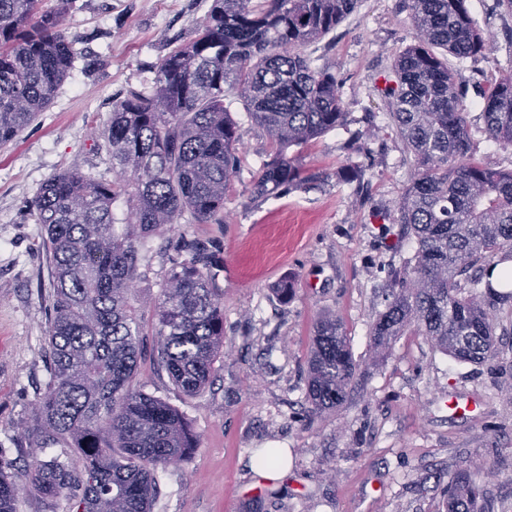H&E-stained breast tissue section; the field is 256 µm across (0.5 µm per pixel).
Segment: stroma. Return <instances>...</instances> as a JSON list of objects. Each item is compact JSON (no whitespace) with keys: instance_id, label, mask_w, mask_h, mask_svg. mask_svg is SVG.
<instances>
[{"instance_id":"1","label":"stroma","mask_w":512,"mask_h":512,"mask_svg":"<svg viewBox=\"0 0 512 512\" xmlns=\"http://www.w3.org/2000/svg\"><path fill=\"white\" fill-rule=\"evenodd\" d=\"M212 0H75L65 15L78 55L49 108L16 141L0 149V454L22 486L17 512H72L62 494L46 499L28 488L37 452L20 437L28 409L47 379L44 336L49 306L44 230L29 210L42 184L64 169L112 179V160L93 141L112 103L150 78L176 40H189ZM490 45L488 57L458 64L466 110L480 155L512 169V147L485 140L478 95L497 65L512 63V12L498 0H470ZM403 0H360L336 29L304 52L336 76L346 125L302 154L309 183L266 197L252 176L269 140L241 104L231 112L242 141L240 167L220 224H180L148 238L137 283L141 301L159 295L177 241L214 246L224 268L214 281L224 305V349L216 375L196 397L142 362L145 392L176 408L197 436L190 463L159 471L153 512H440L443 489L465 462L480 463L487 512H512V314L497 315L502 357L458 362L424 337L405 334L385 353L370 326L385 308L389 276L415 242L387 222L408 185V154L389 126L375 87L393 57L413 44ZM353 181L337 176L350 160ZM288 282L281 298L276 287ZM336 315L359 371L345 404L310 417L305 406L307 357L318 317ZM452 393L475 397L470 417L450 416ZM261 448L287 449L292 467L276 482L259 481L250 459ZM44 457L67 460L72 448Z\"/></svg>"}]
</instances>
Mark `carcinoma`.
<instances>
[{"label":"carcinoma","instance_id":"cac0c4a2","mask_svg":"<svg viewBox=\"0 0 512 512\" xmlns=\"http://www.w3.org/2000/svg\"><path fill=\"white\" fill-rule=\"evenodd\" d=\"M58 2L44 11L42 0H0V147L50 105L72 68L77 38L63 24L70 0ZM358 2L212 0L193 37L112 106L101 140L115 177L65 169L38 190L33 215L52 268L49 378L23 435L38 449L68 444L78 455L34 459L33 491L66 493L77 512H152L157 472L191 460L198 441L188 423L136 378L151 335L157 367L186 395L204 391L224 346V307L212 287L224 265L185 238V257L144 305L134 291L142 244L183 221L224 223L241 142L230 96L270 141L253 193L305 181L299 151L342 126L346 112L336 75L314 67L303 48ZM406 2L414 43L395 56L393 78L377 92L412 157L391 223L410 229L416 250L394 273L370 336L383 350L411 331L456 361L479 363L500 354L490 311L512 308V291L490 280L512 260V170L477 157L465 90L437 49L462 63L485 55L487 42L469 0ZM480 107L486 137L512 146L511 65L497 69ZM357 370L341 321L318 318L307 359L309 413L343 406ZM482 475L479 465L456 471L445 512H482ZM17 496L0 459V512H16Z\"/></svg>","mask_w":512,"mask_h":512}]
</instances>
